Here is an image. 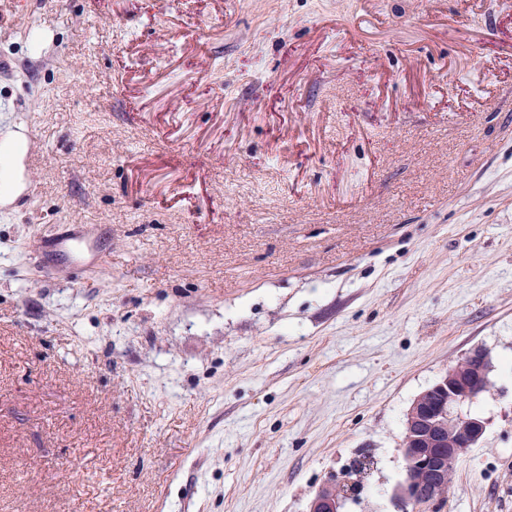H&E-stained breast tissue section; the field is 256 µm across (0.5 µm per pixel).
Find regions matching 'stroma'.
Listing matches in <instances>:
<instances>
[{"label": "stroma", "instance_id": "obj_1", "mask_svg": "<svg viewBox=\"0 0 512 512\" xmlns=\"http://www.w3.org/2000/svg\"><path fill=\"white\" fill-rule=\"evenodd\" d=\"M0 0V512H512V0ZM90 224L86 271L53 240ZM490 363L487 350L473 348L413 399L401 448L405 479L391 496L398 512H419L440 501L455 461L481 443L488 421L464 417L460 409L488 390ZM352 485L348 480L336 477L314 496L308 512H343L345 502L357 497Z\"/></svg>", "mask_w": 512, "mask_h": 512}]
</instances>
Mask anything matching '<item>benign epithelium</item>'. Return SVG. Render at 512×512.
Returning <instances> with one entry per match:
<instances>
[{
  "label": "benign epithelium",
  "mask_w": 512,
  "mask_h": 512,
  "mask_svg": "<svg viewBox=\"0 0 512 512\" xmlns=\"http://www.w3.org/2000/svg\"><path fill=\"white\" fill-rule=\"evenodd\" d=\"M490 363L487 350L473 348L413 399L401 448L405 479L392 492L397 512H419L440 501L448 489V460L481 443L488 421L465 417L460 409L488 390ZM356 497L348 480L335 478L314 496L309 512H343L345 502Z\"/></svg>",
  "instance_id": "benign-epithelium-1"
}]
</instances>
